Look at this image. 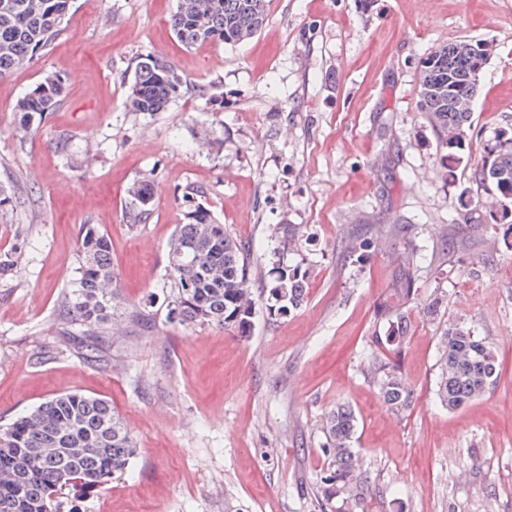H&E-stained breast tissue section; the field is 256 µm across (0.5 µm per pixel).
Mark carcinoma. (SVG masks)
<instances>
[{
    "label": "carcinoma",
    "instance_id": "1",
    "mask_svg": "<svg viewBox=\"0 0 512 512\" xmlns=\"http://www.w3.org/2000/svg\"><path fill=\"white\" fill-rule=\"evenodd\" d=\"M73 0H0V78L47 50L62 32ZM268 0H178L169 19L176 38L186 46L219 42L240 44L262 29ZM492 53L481 41L442 46L427 57L416 90L418 106L435 130L448 182L469 147L473 102L480 77ZM183 87L168 61L148 57L136 64L127 99L134 112H163ZM64 85L48 75L17 104L24 122L61 105ZM485 197L477 204L488 209L491 224H512V125L499 128L477 173ZM134 218L148 213L149 181L128 189ZM186 191L187 223L179 224L169 244L171 301L179 303L181 323L217 325L246 337L251 331L255 304L251 270L240 245L224 231L211 211ZM299 231L283 227L273 248V268L265 282L268 315L286 317L305 302L307 269L303 262H281L283 251L298 250ZM416 256L408 250L399 263L389 297L378 314L389 324L388 336L376 337L388 356L373 363L379 393L387 407L402 414L413 403V391L395 365L408 332L405 304L415 293ZM111 242L96 224H84L80 235L79 277L62 298V308L81 327L84 341L108 335L112 300L117 292ZM496 353L464 322L441 336L437 392L450 410L483 396L495 380ZM329 472L320 478L318 493L355 503L361 478L352 448L354 412L338 405L325 416ZM137 453L126 425L105 400L81 393L55 395L8 427L0 429V512H61L59 495L65 490H91L122 475Z\"/></svg>",
    "mask_w": 512,
    "mask_h": 512
}]
</instances>
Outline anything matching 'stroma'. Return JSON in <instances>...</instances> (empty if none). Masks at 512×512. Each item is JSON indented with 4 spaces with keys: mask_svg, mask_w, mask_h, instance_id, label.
<instances>
[{
    "mask_svg": "<svg viewBox=\"0 0 512 512\" xmlns=\"http://www.w3.org/2000/svg\"><path fill=\"white\" fill-rule=\"evenodd\" d=\"M176 7L75 0L47 53L0 79V186L14 199L0 210V253L16 257L0 278V428L61 393L112 404L137 455L78 498L79 512H344L318 505L316 486L324 416L345 404L365 478L357 512H512V231L486 227L449 185L416 98L436 49L492 46L456 170L473 185L512 125V0H269L249 41L193 47L170 29ZM148 55L187 81L154 114L125 104ZM49 73L62 105L21 125L18 101ZM141 179L152 203L136 222L127 189ZM189 188L245 249L254 290L274 230L298 225L300 252L285 259L308 271L299 310L276 319L257 302L246 337L167 321V253ZM84 224L109 236L118 292L119 332L96 351L74 342L59 305ZM393 224L404 230L387 236ZM410 246L420 268L400 370L414 402L397 415L371 359L383 353L377 309ZM146 306L150 319L132 320ZM460 320L494 347L498 375L451 411L436 395L438 348Z\"/></svg>",
    "mask_w": 512,
    "mask_h": 512,
    "instance_id": "1",
    "label": "stroma"
}]
</instances>
